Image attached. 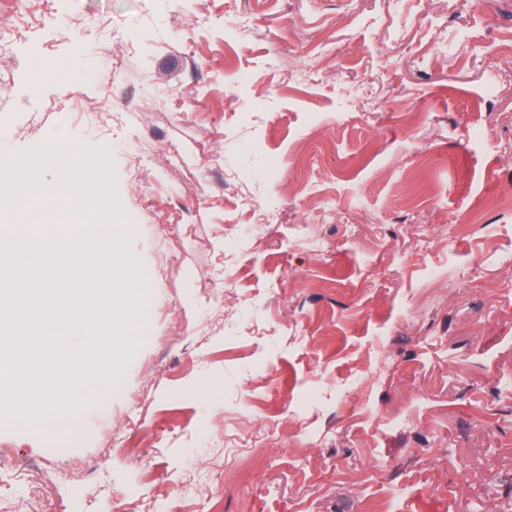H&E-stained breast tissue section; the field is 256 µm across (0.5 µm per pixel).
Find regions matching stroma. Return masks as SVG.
<instances>
[{"label":"stroma","instance_id":"35a3bbf8","mask_svg":"<svg viewBox=\"0 0 512 512\" xmlns=\"http://www.w3.org/2000/svg\"><path fill=\"white\" fill-rule=\"evenodd\" d=\"M35 16L0 150L107 152L146 301L76 419L0 415V512H512V0Z\"/></svg>","mask_w":512,"mask_h":512}]
</instances>
